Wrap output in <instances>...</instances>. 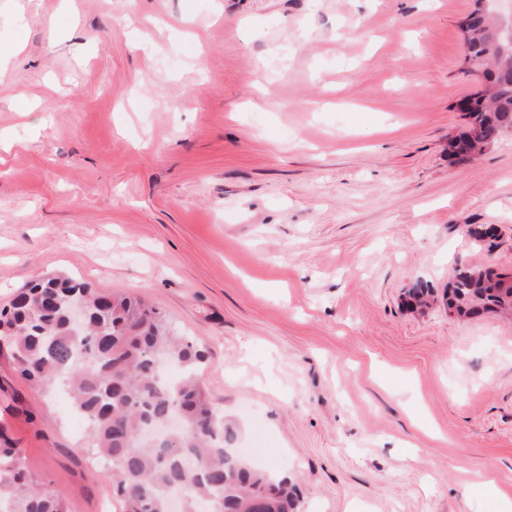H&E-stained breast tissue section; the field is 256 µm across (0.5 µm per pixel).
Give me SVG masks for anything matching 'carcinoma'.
I'll use <instances>...</instances> for the list:
<instances>
[{
    "instance_id": "carcinoma-1",
    "label": "carcinoma",
    "mask_w": 512,
    "mask_h": 512,
    "mask_svg": "<svg viewBox=\"0 0 512 512\" xmlns=\"http://www.w3.org/2000/svg\"><path fill=\"white\" fill-rule=\"evenodd\" d=\"M469 30L472 70L484 71L494 91L475 95L455 138L490 147L512 130V54L498 21L475 8ZM86 303L78 336L68 322L72 294ZM443 298L470 318L482 311L512 313V285L489 266H463ZM0 340L22 376L48 394L68 390L90 428L89 451L112 471L113 493L124 512H168L173 488L186 489L185 512H296L299 499L288 476H271L227 452L233 430L201 386L205 354L177 335L167 317L141 298L103 292L52 276L0 306ZM181 369L175 381L161 364ZM0 512H67L62 496L25 465L23 451L0 446Z\"/></svg>"
}]
</instances>
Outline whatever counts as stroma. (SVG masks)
<instances>
[{"label":"stroma","mask_w":512,"mask_h":512,"mask_svg":"<svg viewBox=\"0 0 512 512\" xmlns=\"http://www.w3.org/2000/svg\"><path fill=\"white\" fill-rule=\"evenodd\" d=\"M473 7L0 0V304L55 275L144 297L300 512H506L482 483L512 498V319L404 305L512 271V136L446 151ZM0 428L69 512H123L5 345Z\"/></svg>","instance_id":"obj_1"}]
</instances>
